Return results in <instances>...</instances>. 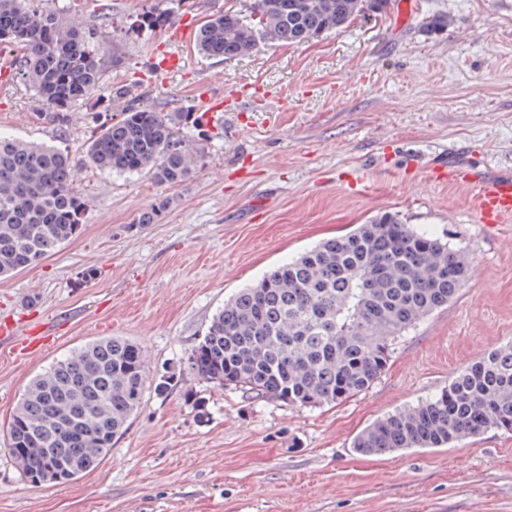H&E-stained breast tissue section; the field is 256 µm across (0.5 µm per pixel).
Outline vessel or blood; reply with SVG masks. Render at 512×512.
<instances>
[{"label": "vessel or blood", "mask_w": 512, "mask_h": 512, "mask_svg": "<svg viewBox=\"0 0 512 512\" xmlns=\"http://www.w3.org/2000/svg\"><path fill=\"white\" fill-rule=\"evenodd\" d=\"M434 172L450 184L470 191L473 206L482 223L499 224L503 219L512 218V175L480 173L458 159L435 166ZM0 342L9 344L13 352L26 354L45 348L48 339L36 329L21 330L5 322L0 324Z\"/></svg>", "instance_id": "b4317fda"}]
</instances>
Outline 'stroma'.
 Masks as SVG:
<instances>
[{"instance_id": "35a3bbf8", "label": "stroma", "mask_w": 512, "mask_h": 512, "mask_svg": "<svg viewBox=\"0 0 512 512\" xmlns=\"http://www.w3.org/2000/svg\"><path fill=\"white\" fill-rule=\"evenodd\" d=\"M49 0L99 34L102 75L56 111L21 76L0 87V133L59 147L86 200L82 231L35 267L0 276V318L43 323L51 343L19 358L0 345V439L29 382L75 348L116 336L148 356L147 390L112 451L65 484L25 482L0 446V512H512V431L443 448L362 455L364 427L447 386L512 342V221L488 228L464 192L431 178L467 157L512 169V0H416L302 44L203 57L198 27L251 0ZM453 23L429 33L424 22ZM180 70L151 81L163 51ZM257 84L263 100L207 101ZM292 102L282 105L281 94ZM147 105L188 112L201 166L174 187L92 164L98 126ZM158 209L152 224L139 216ZM389 211L473 259L458 297L398 340L384 374L343 403L291 407L188 371L214 314L240 289L319 242Z\"/></svg>"}]
</instances>
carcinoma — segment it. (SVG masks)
Segmentation results:
<instances>
[{"label":"carcinoma","mask_w":512,"mask_h":512,"mask_svg":"<svg viewBox=\"0 0 512 512\" xmlns=\"http://www.w3.org/2000/svg\"><path fill=\"white\" fill-rule=\"evenodd\" d=\"M36 0H0V42L23 50L21 75L47 102L67 108L98 86L95 33ZM390 0H253L195 33L199 53L227 60L262 43L300 44ZM154 6L142 25L166 23ZM189 113L143 106L105 124L90 161L120 173L147 171L169 187L199 164L180 137ZM85 200L59 148L0 137V275L21 271L77 237ZM472 270L470 257L391 212L328 239L224 302L188 358L199 379L294 407L340 404L384 373L403 333L448 306ZM148 388V360L128 339L92 341L34 378L6 430L7 453L30 484H64L111 452ZM512 430V344L492 349L429 399L377 420L353 441L365 455L440 448L480 432Z\"/></svg>","instance_id":"obj_1"}]
</instances>
